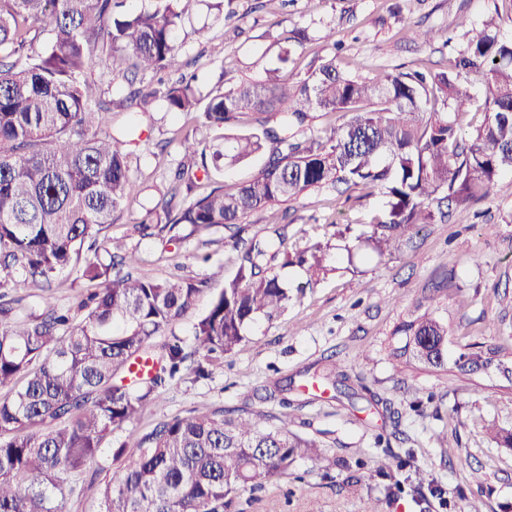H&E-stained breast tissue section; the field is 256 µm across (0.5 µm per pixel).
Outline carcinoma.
I'll list each match as a JSON object with an SVG mask.
<instances>
[{
  "label": "carcinoma",
  "mask_w": 512,
  "mask_h": 512,
  "mask_svg": "<svg viewBox=\"0 0 512 512\" xmlns=\"http://www.w3.org/2000/svg\"><path fill=\"white\" fill-rule=\"evenodd\" d=\"M125 2L0 0V288L51 290L55 273L79 263L133 197L127 157L136 129L100 131L116 104L139 114L159 98L212 134L184 140L183 160L142 223L172 242L183 226L210 232L261 211L270 235L241 241L238 276L217 293L208 277L141 273L139 258L119 246L106 263L87 260L82 277L96 288L76 325L50 304L25 312L21 299L0 294V390L24 378L0 397V512H64L104 438L133 422L183 369L209 375L243 345L252 323L286 311L294 296L277 265L296 264L308 282L319 279L321 243L293 256L277 247L288 219L282 204L328 183L379 189L385 202L367 241L384 256L420 225L486 198L512 172V40L493 17L446 70L361 78L333 57L297 79L277 68L202 98L195 76L182 72L181 34L204 0H157L133 11ZM38 28L47 38L36 48ZM97 66L125 80L119 100L89 80ZM139 70L177 78L147 89L136 85ZM476 85L485 90L482 102L471 93ZM472 108L485 117L465 141L456 116ZM314 111L341 112L344 121L317 136L281 137L269 126L273 118L301 126ZM245 113L258 115L257 126L225 133ZM266 150L263 168L235 191L215 181V171ZM184 317L194 318L192 351L169 333ZM395 334L393 361L447 370L448 324L432 301ZM196 353L202 360H192ZM488 365L512 385V353L501 343L464 346L454 373L470 379ZM324 381L352 405L365 400L397 414L395 400L360 377L353 383L337 370ZM290 390L277 381L256 398L290 406ZM487 433L512 448L511 428ZM137 448L131 465L99 481L98 512H246L243 493L279 481L300 458L350 469L288 422L263 425L247 408H193L157 422Z\"/></svg>",
  "instance_id": "1"
}]
</instances>
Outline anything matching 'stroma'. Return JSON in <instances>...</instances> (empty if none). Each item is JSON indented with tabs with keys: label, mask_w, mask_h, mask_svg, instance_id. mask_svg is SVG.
<instances>
[{
	"label": "stroma",
	"mask_w": 512,
	"mask_h": 512,
	"mask_svg": "<svg viewBox=\"0 0 512 512\" xmlns=\"http://www.w3.org/2000/svg\"><path fill=\"white\" fill-rule=\"evenodd\" d=\"M229 20H214L200 8L186 23L189 37L181 52L191 60L201 93L255 81L267 70L305 73L321 59L334 57L357 74L370 77L415 67L447 68L467 34L496 16L500 34L512 39V10L502 0H234ZM468 17V29L457 26ZM431 30L430 45L415 41V28ZM303 44H296L297 34ZM151 125L128 159L138 188L132 203L114 216L99 240L101 251L114 247L136 253L157 278L173 275L212 277L213 290L238 274L237 238L262 237L268 226L261 214L241 228L195 233L177 244L135 230L165 191L182 158L184 138H202L191 119L175 117L162 101L153 102ZM381 194L357 188L344 194L326 185L288 202L285 246L297 252L321 243L328 271L317 283L296 267L280 269L290 288H302L277 320L252 324L246 342L205 379L184 371L160 389L141 415L114 430L103 442L95 468L118 469L134 462L135 442L158 421L197 406L237 409L254 402V393L275 379L299 377L300 405H261L260 411L291 421L293 430L316 437L328 452L354 462L353 472L325 469L312 458L296 462L287 478L252 492L250 512H464L477 496L482 512H512V449L492 443L482 421L512 427V388L494 375L470 380L416 367H397L388 358L395 328L431 288H438L439 314L448 324V356L467 344L489 343L512 335V173L501 175L485 200L449 214L446 222L421 225L412 242L393 255L347 250L366 237L371 215L382 207ZM351 230L338 238V226ZM81 265L59 272L56 286L24 289L25 311L51 303L76 308L84 290ZM463 292L465 306L456 303ZM336 365L362 375L375 392L399 394V425L366 402L350 405L319 377ZM425 417H417L415 407ZM448 435L447 447L433 437ZM389 446H377V436ZM123 448L114 457L115 448ZM393 468L402 491L388 495L380 466ZM426 471L440 493L420 496L412 479Z\"/></svg>",
	"instance_id": "stroma-1"
}]
</instances>
